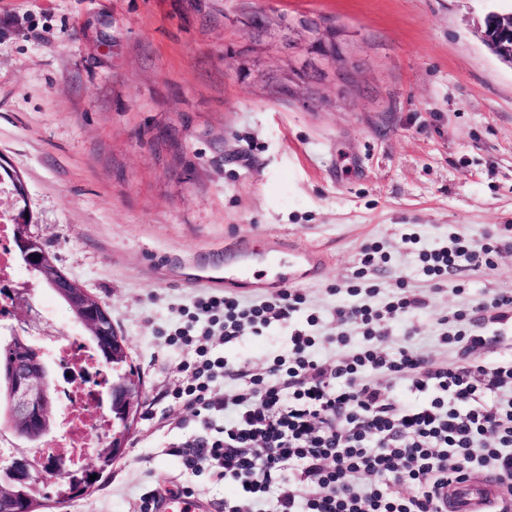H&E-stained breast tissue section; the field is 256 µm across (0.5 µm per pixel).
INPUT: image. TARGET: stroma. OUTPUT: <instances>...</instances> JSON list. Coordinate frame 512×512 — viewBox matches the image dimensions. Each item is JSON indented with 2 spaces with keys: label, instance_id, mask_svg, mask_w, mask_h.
Masks as SVG:
<instances>
[{
  "label": "stroma",
  "instance_id": "obj_1",
  "mask_svg": "<svg viewBox=\"0 0 512 512\" xmlns=\"http://www.w3.org/2000/svg\"><path fill=\"white\" fill-rule=\"evenodd\" d=\"M512 0H0V158L25 189L30 231L103 302L144 389L122 454L91 495L43 512H139L142 493L190 488L224 512L235 483L186 471L174 446L203 436L172 392L186 351L166 346L197 275L224 247L318 250L316 276L268 271L305 298L293 320L217 345L265 372L307 327L335 365L338 308L361 250L388 261L379 301H425L386 346L441 363L442 319L512 293V250L443 279L418 254L450 234L512 224V65L484 17ZM266 23L254 27V13ZM336 34L339 54L313 49ZM413 226L418 241L402 239Z\"/></svg>",
  "mask_w": 512,
  "mask_h": 512
}]
</instances>
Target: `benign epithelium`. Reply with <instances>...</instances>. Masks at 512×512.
Here are the masks:
<instances>
[{
  "label": "benign epithelium",
  "instance_id": "obj_1",
  "mask_svg": "<svg viewBox=\"0 0 512 512\" xmlns=\"http://www.w3.org/2000/svg\"><path fill=\"white\" fill-rule=\"evenodd\" d=\"M71 306L83 313L81 324L95 339L100 347H119L127 351L124 342L117 333L107 336L103 333L101 318L109 317L106 307L85 290L68 295ZM25 328L13 330L7 344L20 342L26 347V353L18 360L0 368V410L16 438L31 445L45 440L51 433L56 408L54 387L50 381L51 369L43 351L28 337L22 335ZM143 390L140 377L127 373L123 382L112 388V406L122 409L125 416V428L112 435L110 446L97 450L98 465L86 469L90 474H102L119 454L125 440L127 428L133 426L134 419L142 403ZM0 468L4 477L0 479V498L13 494L17 484H35L43 481L50 472L36 469L29 458H18L14 453L0 456Z\"/></svg>",
  "mask_w": 512,
  "mask_h": 512
}]
</instances>
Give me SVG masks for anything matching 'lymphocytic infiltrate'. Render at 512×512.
Segmentation results:
<instances>
[{
  "label": "lymphocytic infiltrate",
  "mask_w": 512,
  "mask_h": 512,
  "mask_svg": "<svg viewBox=\"0 0 512 512\" xmlns=\"http://www.w3.org/2000/svg\"><path fill=\"white\" fill-rule=\"evenodd\" d=\"M512 248V225L487 235L483 244L453 236L422 253L424 271L444 277L490 264ZM367 299L337 309L346 327L361 329L363 345L327 368L311 354L303 332L291 338L286 358L255 374L212 356L213 338L230 341L244 329L292 318L304 302L285 289L245 304L227 294L195 298L183 328L165 338L189 349L185 381L173 397L206 429L200 439L176 448L185 470L210 472L239 484L238 502L224 512H250L258 496H274L273 512H437V490L481 470L512 482V359L469 363L471 353L512 338V294H497L471 310L456 311L452 328L438 340L458 349L456 361L436 364L420 350L384 348L388 321L423 305L401 294L383 306ZM236 381L233 394L214 388ZM402 387L411 400L389 396Z\"/></svg>",
  "instance_id": "1"
}]
</instances>
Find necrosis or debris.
Instances as JSON below:
<instances>
[{
	"label": "necrosis or debris",
	"mask_w": 512,
	"mask_h": 512,
	"mask_svg": "<svg viewBox=\"0 0 512 512\" xmlns=\"http://www.w3.org/2000/svg\"><path fill=\"white\" fill-rule=\"evenodd\" d=\"M9 225L0 223V335L18 289L16 259L9 246ZM48 359L61 370L57 385L62 420L51 437L31 451L33 460L56 468L55 493H64L71 476L83 468L90 449L99 447L111 429L110 418L101 403L107 369L95 346L73 332L57 330L43 340Z\"/></svg>",
	"instance_id": "necrosis-or-debris-1"
}]
</instances>
